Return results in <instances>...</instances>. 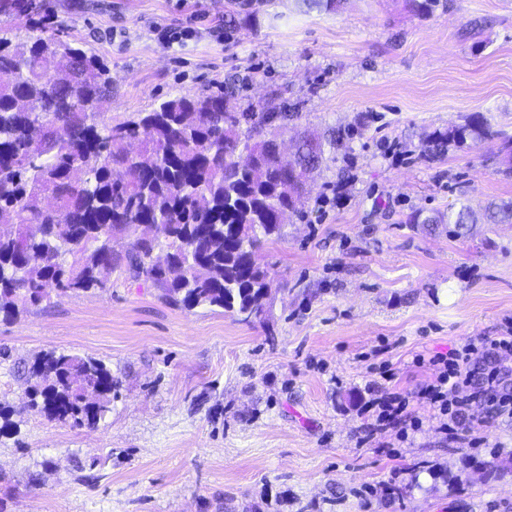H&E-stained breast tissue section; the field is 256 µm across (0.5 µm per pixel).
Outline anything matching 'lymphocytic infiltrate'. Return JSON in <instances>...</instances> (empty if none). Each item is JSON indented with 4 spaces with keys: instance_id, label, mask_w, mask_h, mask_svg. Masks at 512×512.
Returning a JSON list of instances; mask_svg holds the SVG:
<instances>
[{
    "instance_id": "lymphocytic-infiltrate-1",
    "label": "lymphocytic infiltrate",
    "mask_w": 512,
    "mask_h": 512,
    "mask_svg": "<svg viewBox=\"0 0 512 512\" xmlns=\"http://www.w3.org/2000/svg\"><path fill=\"white\" fill-rule=\"evenodd\" d=\"M506 354H512V325L434 356V374L412 396L385 390L369 400L368 408L376 424L395 425L408 421L407 407L417 402L434 411L440 432L451 442L475 447L482 442V423L473 418V409L512 418V366L504 364Z\"/></svg>"
}]
</instances>
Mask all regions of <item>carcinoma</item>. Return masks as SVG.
I'll list each match as a JSON object with an SVG mask.
<instances>
[{
  "mask_svg": "<svg viewBox=\"0 0 512 512\" xmlns=\"http://www.w3.org/2000/svg\"><path fill=\"white\" fill-rule=\"evenodd\" d=\"M340 0H297L298 8L335 12ZM224 19L262 26L246 0ZM0 15L33 29L52 24L43 0H0ZM106 63L58 33L27 41L0 36V321L13 322L51 299L107 288L115 271L144 278L167 302L187 310L219 308L244 323L263 316L269 271L259 249L282 236L279 215L296 210L304 177L318 170L343 134L297 137L286 169L264 126L249 127L232 92L162 101L135 120L112 124L97 112L110 92ZM491 135L488 119L438 132L421 158L444 154L466 133ZM512 223V201L476 211L422 216L411 224ZM137 232L129 244L124 230ZM30 404L48 420L94 429L110 411L118 382L100 359L51 349L28 368Z\"/></svg>",
  "mask_w": 512,
  "mask_h": 512,
  "instance_id": "1",
  "label": "carcinoma"
}]
</instances>
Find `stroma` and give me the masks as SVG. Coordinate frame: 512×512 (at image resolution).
<instances>
[{"label": "stroma", "mask_w": 512, "mask_h": 512, "mask_svg": "<svg viewBox=\"0 0 512 512\" xmlns=\"http://www.w3.org/2000/svg\"><path fill=\"white\" fill-rule=\"evenodd\" d=\"M68 38L112 77L119 123L163 100L233 88L239 112L295 106L289 131H347L280 239L262 319L165 303L112 274L105 291L52 298L0 322V512H512V423L458 448L432 412L417 430L364 441L377 385L413 391L429 357L512 322V224L407 223L512 199L499 151L512 136V0H344L302 13L262 0L259 31L218 38L228 0H45ZM191 27L170 45L164 29ZM484 115L497 135L420 159L434 133ZM407 157L395 165L392 146ZM48 349L103 360L120 395L95 430L26 405L27 368ZM392 381H385L384 371Z\"/></svg>", "instance_id": "1"}]
</instances>
